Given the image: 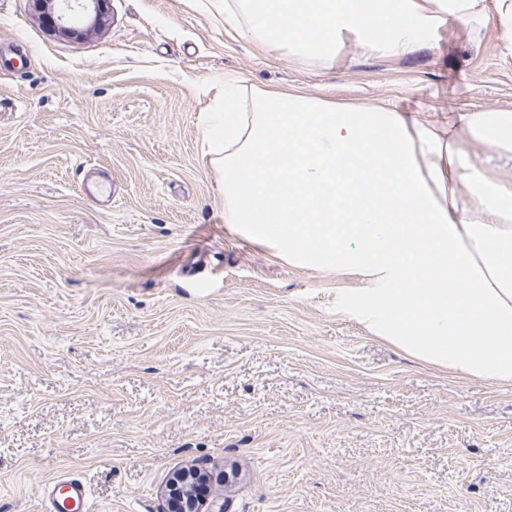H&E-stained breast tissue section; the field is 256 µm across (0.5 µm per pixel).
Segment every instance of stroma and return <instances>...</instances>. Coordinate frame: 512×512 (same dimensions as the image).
Returning a JSON list of instances; mask_svg holds the SVG:
<instances>
[{"instance_id":"1","label":"stroma","mask_w":512,"mask_h":512,"mask_svg":"<svg viewBox=\"0 0 512 512\" xmlns=\"http://www.w3.org/2000/svg\"><path fill=\"white\" fill-rule=\"evenodd\" d=\"M434 42L325 70L225 32L217 0H110L78 37L0 0V512L69 474L88 512H164L186 467L230 512H512V385L372 337L359 278L231 233L202 150L228 73L431 119L512 106L511 36Z\"/></svg>"}]
</instances>
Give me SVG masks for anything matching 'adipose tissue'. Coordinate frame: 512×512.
<instances>
[{
    "label": "adipose tissue",
    "mask_w": 512,
    "mask_h": 512,
    "mask_svg": "<svg viewBox=\"0 0 512 512\" xmlns=\"http://www.w3.org/2000/svg\"><path fill=\"white\" fill-rule=\"evenodd\" d=\"M456 23L512 30V0H224V27L332 68L344 46L394 58ZM224 222L289 265L361 275L344 308L460 376L512 383V108L443 121L225 78L205 128ZM471 149L488 170L506 181L512 182V162L498 158L490 149L479 145L471 146Z\"/></svg>",
    "instance_id": "obj_1"
}]
</instances>
